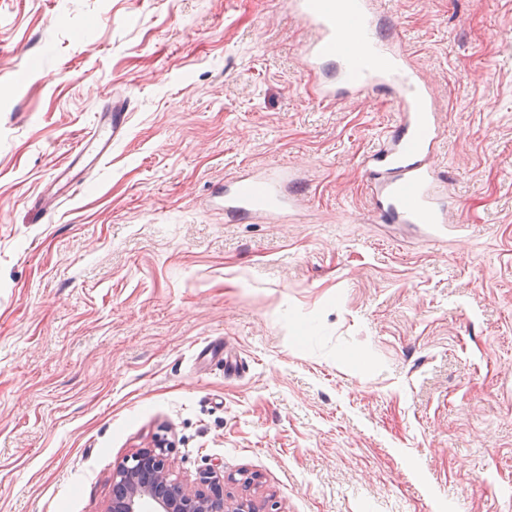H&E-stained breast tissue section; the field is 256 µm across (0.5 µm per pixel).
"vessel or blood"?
<instances>
[{"instance_id": "obj_1", "label": "vessel or blood", "mask_w": 512, "mask_h": 512, "mask_svg": "<svg viewBox=\"0 0 512 512\" xmlns=\"http://www.w3.org/2000/svg\"><path fill=\"white\" fill-rule=\"evenodd\" d=\"M288 10L307 37L301 55L308 72L321 71L327 60L338 59L336 75L319 82L324 101L361 97L386 90L398 120L383 145L363 157L361 167L371 193V205L381 222L422 228V242L447 237L455 221L448 200V180L432 163L442 136L429 84L408 62L394 39L381 33L377 0H288ZM128 98H116L109 111L99 113L90 132L73 151L84 169L98 167L126 131ZM287 167H271L261 175L239 179L224 193V216L278 219L302 205L298 193L287 191ZM69 168L52 172L49 185L35 204L38 218L49 217L66 198Z\"/></svg>"}]
</instances>
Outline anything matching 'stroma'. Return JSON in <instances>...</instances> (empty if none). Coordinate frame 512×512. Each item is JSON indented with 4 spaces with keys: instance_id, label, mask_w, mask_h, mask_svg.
<instances>
[{
    "instance_id": "obj_1",
    "label": "stroma",
    "mask_w": 512,
    "mask_h": 512,
    "mask_svg": "<svg viewBox=\"0 0 512 512\" xmlns=\"http://www.w3.org/2000/svg\"><path fill=\"white\" fill-rule=\"evenodd\" d=\"M380 7L442 110L441 242L373 213L394 108L318 100L285 0H0V512H105L160 438L264 512H512V0ZM273 164L297 220L225 221ZM129 102L128 97L113 99L109 112H100L90 132L78 143L69 165L52 172L35 204L39 220L49 217L70 196L69 188L73 181L70 172L76 161L83 164V171L93 170L112 154V144L120 140L126 131ZM61 182H66L67 188L54 191L53 187Z\"/></svg>"
}]
</instances>
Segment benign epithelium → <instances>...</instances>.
<instances>
[{
	"instance_id": "7a95c632",
	"label": "benign epithelium",
	"mask_w": 512,
	"mask_h": 512,
	"mask_svg": "<svg viewBox=\"0 0 512 512\" xmlns=\"http://www.w3.org/2000/svg\"><path fill=\"white\" fill-rule=\"evenodd\" d=\"M160 448L140 451L119 465L113 482L123 484L114 488L106 512H260L251 500L226 504L216 481L187 487L173 478Z\"/></svg>"
}]
</instances>
